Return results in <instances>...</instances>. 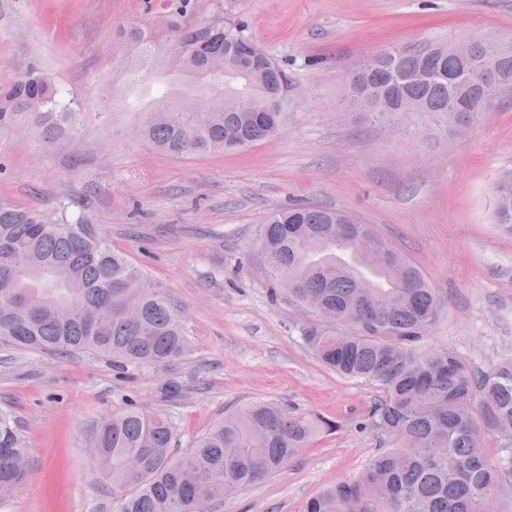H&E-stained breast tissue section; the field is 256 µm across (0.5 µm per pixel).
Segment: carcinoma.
Wrapping results in <instances>:
<instances>
[{"instance_id": "1", "label": "carcinoma", "mask_w": 512, "mask_h": 512, "mask_svg": "<svg viewBox=\"0 0 512 512\" xmlns=\"http://www.w3.org/2000/svg\"><path fill=\"white\" fill-rule=\"evenodd\" d=\"M191 0H166L158 17L127 29L125 95L96 113L139 115V136L180 158L238 151L280 128L288 77L259 45L238 49L244 29L204 21V37L186 27ZM463 56L441 42L386 47L377 64L358 65L346 83V109L383 126L410 119L448 128V102L495 97L494 87L451 84L450 73L483 63L512 80V44L464 42ZM87 113L41 71L0 78V133L23 128L43 143L81 135ZM496 222L512 234V173L494 187ZM394 254L370 266L362 244ZM280 260L268 274L278 292L314 321L304 344L337 374L377 386L371 419L390 440L352 480L324 488L302 512H512V457L487 446L512 443V360L475 373L448 348L421 355L417 343L435 323L439 299L422 272L367 224L326 208L276 210L258 228L256 258ZM0 340L22 350L89 352L131 367L161 366L191 353L180 312L87 216L68 206H22L0 197ZM336 425L253 401L224 415L190 450L172 453V422L132 406L103 421L94 436L112 485L115 512H208L224 484L254 485L316 434ZM27 449L0 415V494L27 478Z\"/></svg>"}]
</instances>
